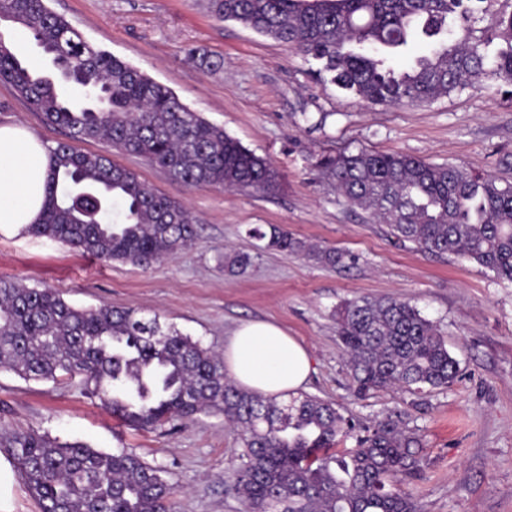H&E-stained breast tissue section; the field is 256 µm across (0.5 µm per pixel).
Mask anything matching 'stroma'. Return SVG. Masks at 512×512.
Segmentation results:
<instances>
[{"mask_svg": "<svg viewBox=\"0 0 512 512\" xmlns=\"http://www.w3.org/2000/svg\"><path fill=\"white\" fill-rule=\"evenodd\" d=\"M90 42L176 93L281 175L276 193L187 187L141 157L113 160L198 219L197 243L142 268L74 252L43 236L0 230V277L51 287L75 306L133 307L159 316L205 346L223 350L242 323L269 321L305 346L313 371L306 394L335 404L360 425L395 410L425 441L402 480L416 512H512V281L474 262L431 256L392 237L388 225L350 207L317 166L321 157L362 148L400 151L461 165L512 184V85L478 86L416 108L366 106L314 76L295 49L235 22L211 18L202 0H49ZM472 35L489 52L504 47L499 21L512 0H480ZM221 68L209 71L186 48ZM15 123L49 144L63 130L43 123L13 86L0 82V124ZM277 225L293 237L357 254L350 269L295 252L259 248L250 229ZM253 254L245 271L224 254ZM396 296L434 321L459 362L450 386L395 387L355 398L336 333L344 301ZM35 431L62 443L125 448L163 470L172 512H243L230 490L240 440L223 416L200 415L148 430L122 425L80 380L27 381L0 371V437Z\"/></svg>", "mask_w": 512, "mask_h": 512, "instance_id": "obj_1", "label": "stroma"}]
</instances>
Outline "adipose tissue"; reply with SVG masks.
<instances>
[{"instance_id": "1", "label": "adipose tissue", "mask_w": 512, "mask_h": 512, "mask_svg": "<svg viewBox=\"0 0 512 512\" xmlns=\"http://www.w3.org/2000/svg\"><path fill=\"white\" fill-rule=\"evenodd\" d=\"M49 146L17 124L0 125V227L26 231L45 200ZM224 369L234 383L266 397L298 392L311 372L307 350L280 326L242 324L224 344Z\"/></svg>"}]
</instances>
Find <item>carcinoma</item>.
<instances>
[{"label":"carcinoma","mask_w":512,"mask_h":512,"mask_svg":"<svg viewBox=\"0 0 512 512\" xmlns=\"http://www.w3.org/2000/svg\"><path fill=\"white\" fill-rule=\"evenodd\" d=\"M476 0H206L220 22H237L319 64L326 84L372 106L421 107L477 83L512 84L509 45L495 55L473 39ZM20 27L54 72L16 56L0 39V81L14 86L67 142L49 148L46 201L29 228L103 261L148 267L197 242V219L107 153L104 142L164 169L188 187L273 193L279 171L193 111L168 87L91 42L47 0H0V22ZM419 40L429 51L397 69L389 56ZM346 202L390 227L398 240L452 253L512 280V185L459 165L403 152H357L318 163ZM264 248L302 252L331 268L348 252L306 244L287 230H251ZM224 255L230 272L251 264ZM337 335L363 397L384 387L417 391L454 383L458 361L437 325L394 297H359L336 311ZM0 369L24 379L80 378L127 426L221 414L239 431L232 489L245 512H415L399 487L419 463L421 436L393 412L362 428L357 447L336 453L355 431L333 403L314 396L277 401L238 388L224 357L159 317L133 308H76L51 288L0 278ZM0 443L40 512H171L174 487L162 470L117 448L61 444L37 432Z\"/></svg>","instance_id":"1"}]
</instances>
